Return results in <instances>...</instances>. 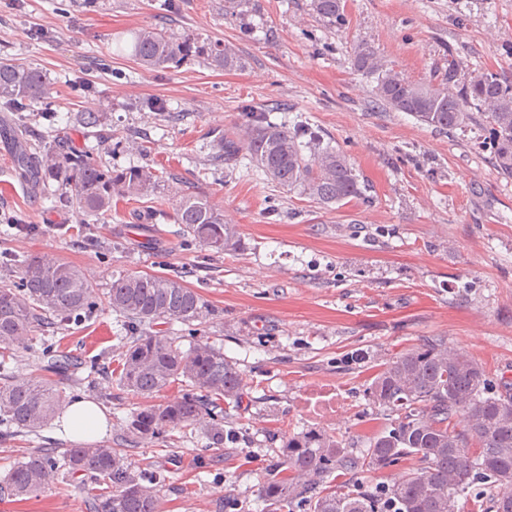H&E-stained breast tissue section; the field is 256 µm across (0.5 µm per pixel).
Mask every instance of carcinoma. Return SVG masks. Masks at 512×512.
Wrapping results in <instances>:
<instances>
[{"mask_svg": "<svg viewBox=\"0 0 512 512\" xmlns=\"http://www.w3.org/2000/svg\"><path fill=\"white\" fill-rule=\"evenodd\" d=\"M310 7L329 26L345 21L344 0H311ZM131 56L148 70L178 67L191 57L224 71L244 68L243 58L229 45L157 27L133 33ZM353 64L375 77L377 101L435 129L464 127L474 112H481L495 166L512 177L511 78L490 72L465 82L458 77L461 62L451 58L444 71L415 81L385 69L366 44L354 49ZM47 95L42 72L0 63L1 108L16 112ZM242 119L243 137L219 132L213 140L225 160L244 151L281 189L305 195L325 209L351 198L367 199L356 169L342 152L323 145L316 130L278 124L251 111ZM12 133L19 140L14 164L20 173L37 189L56 181L65 194L59 206L74 205L87 216L112 211L114 198L146 196L161 182L147 166L114 174L82 154L35 145L20 117ZM175 222L184 226L190 241L213 254L242 247L235 225L226 223L224 212L203 193L191 190L181 197ZM0 265L20 268L19 281L0 282V441H7L50 423L63 399L52 377L73 367L70 356L49 348L37 376L16 380L7 367L14 347L38 327L90 316L99 302L84 271L64 260L12 254L0 258ZM103 298L127 323L123 351L110 371L119 393L149 398L173 383L183 386L178 399L132 413L121 441L134 445L207 419L211 442L224 444V413L243 406L244 373L211 343L197 341L185 348L180 338L169 335L174 323L202 324L215 309L177 277L137 271L112 278ZM368 392L390 423L359 455L321 430L280 434L281 468L260 485L268 512H291L299 503L309 512H461L468 502L472 512H512L511 380L489 379L473 356L437 337L389 358L372 377ZM123 453L110 444H77L62 452L43 448L23 457L0 480V495L33 497L52 473L64 470L73 480L95 476L92 512H161L156 479L128 474ZM406 457L416 459L417 466L374 489L350 491L345 481H326L338 471L385 469ZM477 485L487 495L472 494Z\"/></svg>", "mask_w": 512, "mask_h": 512, "instance_id": "carcinoma-1", "label": "carcinoma"}]
</instances>
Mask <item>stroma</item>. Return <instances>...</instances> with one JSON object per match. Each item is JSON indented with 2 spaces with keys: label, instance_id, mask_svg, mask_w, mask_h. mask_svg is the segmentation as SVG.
I'll return each mask as SVG.
<instances>
[{
  "label": "stroma",
  "instance_id": "35a3bbf8",
  "mask_svg": "<svg viewBox=\"0 0 512 512\" xmlns=\"http://www.w3.org/2000/svg\"><path fill=\"white\" fill-rule=\"evenodd\" d=\"M345 17L327 26L310 0H249L241 15L225 0H0V62L37 68L49 87L29 125L63 130L106 169L163 174L157 193L89 217L57 207L53 190L34 192L0 140V253L71 262L101 290L128 270L180 276L216 314L196 328L174 323L172 334L221 348L248 382L243 410L224 417L223 444L197 423L125 452L130 474L161 472L162 512H264L259 488L280 462L277 432L313 428L304 399L316 388L343 394L324 429L360 453L389 424L366 393L371 377L423 339L445 338L489 377L512 379V177L483 148L481 122L451 132L422 124L375 103L373 77L353 66L365 43L415 80L451 55L466 70L512 78V0H346ZM145 26L233 46L245 67L195 58L146 70L128 49ZM151 99L165 112L145 109ZM246 108L318 126L350 158L368 201L324 209L280 189L248 155L226 166L214 131L241 125ZM86 111L102 113V126L84 128ZM191 185L237 224L243 250L215 256L188 241L173 215ZM16 219L35 232L13 229ZM121 323L99 305L93 317L32 332L11 365L26 379L44 347L76 356L59 387L104 410L109 442L147 403L90 372L121 353ZM71 445L49 426L0 442V478L28 453ZM95 488L61 471L36 497L1 496L0 512H87Z\"/></svg>",
  "mask_w": 512,
  "mask_h": 512
}]
</instances>
